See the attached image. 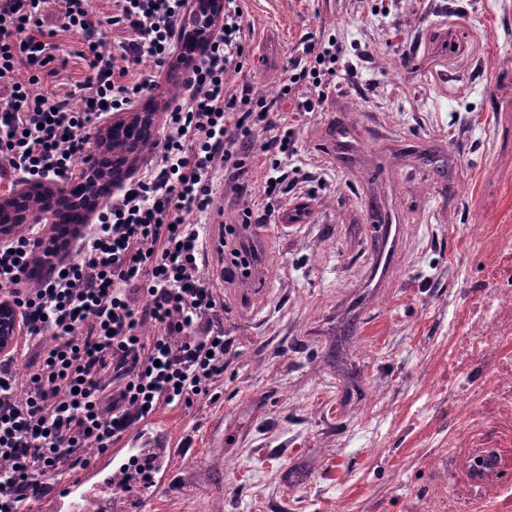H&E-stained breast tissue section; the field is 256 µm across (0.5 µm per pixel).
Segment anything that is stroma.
<instances>
[{"instance_id":"stroma-1","label":"stroma","mask_w":512,"mask_h":512,"mask_svg":"<svg viewBox=\"0 0 512 512\" xmlns=\"http://www.w3.org/2000/svg\"><path fill=\"white\" fill-rule=\"evenodd\" d=\"M250 51L232 83L278 100L306 39L350 71L297 117L292 189L266 214L260 146L244 192L217 176L211 240L252 210L273 256L225 285L224 390L157 415L179 442L146 512H402L424 495L448 334L480 226L512 223V0H240ZM462 31L464 49L442 50ZM44 86L94 75L58 33ZM311 216L284 224L298 199Z\"/></svg>"}]
</instances>
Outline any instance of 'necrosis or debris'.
<instances>
[{"mask_svg":"<svg viewBox=\"0 0 512 512\" xmlns=\"http://www.w3.org/2000/svg\"><path fill=\"white\" fill-rule=\"evenodd\" d=\"M469 244L479 267L448 347V433L404 512H512V224Z\"/></svg>","mask_w":512,"mask_h":512,"instance_id":"4bbe7bcc","label":"necrosis or debris"}]
</instances>
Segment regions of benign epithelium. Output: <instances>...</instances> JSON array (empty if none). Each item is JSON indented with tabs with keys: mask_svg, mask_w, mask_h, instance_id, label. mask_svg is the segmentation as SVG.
Returning a JSON list of instances; mask_svg holds the SVG:
<instances>
[{
	"mask_svg": "<svg viewBox=\"0 0 512 512\" xmlns=\"http://www.w3.org/2000/svg\"><path fill=\"white\" fill-rule=\"evenodd\" d=\"M198 9L206 15L205 22L184 27L179 42L191 53L203 50L212 36V24L223 18L224 0H200ZM157 113L148 108L131 106L123 112L112 115V121L98 128L94 133V150L86 159V167L77 174L70 175L62 182L50 179L45 181H24L9 194L0 195V242L14 235L16 224H50L56 215H64L77 210L87 224L100 206L109 200L125 180L98 186L93 194L84 193L85 183L94 179L95 173L104 164L129 173L144 162L145 157L134 150H121L115 147L117 134L122 132L130 138L136 133L154 134ZM17 319L12 308L0 305V352L13 346Z\"/></svg>",
	"mask_w": 512,
	"mask_h": 512,
	"instance_id": "1",
	"label": "benign epithelium"
}]
</instances>
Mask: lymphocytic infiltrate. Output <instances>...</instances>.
I'll use <instances>...</instances> for the list:
<instances>
[{
    "label": "lymphocytic infiltrate",
    "mask_w": 512,
    "mask_h": 512,
    "mask_svg": "<svg viewBox=\"0 0 512 512\" xmlns=\"http://www.w3.org/2000/svg\"><path fill=\"white\" fill-rule=\"evenodd\" d=\"M44 2L0 0L1 177L70 171L89 125L149 86L145 76L129 80L131 67L165 65L185 8V0H112L104 22L86 0H61L62 31L78 37L96 68L78 87L76 109L70 94L39 86V71L59 49L42 29ZM105 23L121 34L124 67L106 56ZM222 23L166 115L154 170L120 188L77 258L36 277L29 237L0 246V288L25 328L22 355L0 354V512H24L49 492L47 475L85 468L88 449L106 452L158 409L221 396L224 298L203 280L208 241L187 217L212 210L218 170L243 191L259 135L276 172L263 195L281 200L288 187L279 170L294 135L273 102L229 83L244 68L247 24L236 5L225 6ZM340 56L335 39L304 42L282 98L300 114L317 111ZM252 217L244 210L224 227L217 250L226 279L249 274L242 237Z\"/></svg>",
    "instance_id": "lymphocytic-infiltrate-1"
}]
</instances>
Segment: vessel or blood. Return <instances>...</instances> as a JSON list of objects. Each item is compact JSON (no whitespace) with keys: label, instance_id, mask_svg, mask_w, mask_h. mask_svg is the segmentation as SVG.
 Wrapping results in <instances>:
<instances>
[{"label":"vessel or blood","instance_id":"b4317fda","mask_svg":"<svg viewBox=\"0 0 512 512\" xmlns=\"http://www.w3.org/2000/svg\"><path fill=\"white\" fill-rule=\"evenodd\" d=\"M150 449L159 468L157 485L166 482L167 460L175 449L172 439L152 435L150 427L124 436L118 447L103 453L75 479L68 481L54 495L40 499L39 512H85L86 502H93L98 512H130L128 499L118 488L125 460L140 449Z\"/></svg>","mask_w":512,"mask_h":512}]
</instances>
